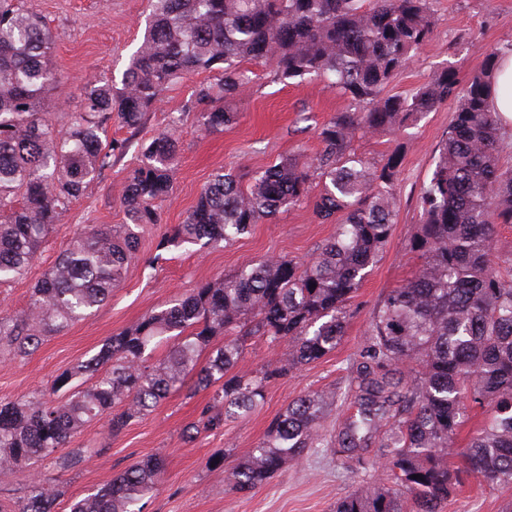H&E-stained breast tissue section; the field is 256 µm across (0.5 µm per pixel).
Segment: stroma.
I'll use <instances>...</instances> for the list:
<instances>
[{"instance_id":"35a3bbf8","label":"stroma","mask_w":512,"mask_h":512,"mask_svg":"<svg viewBox=\"0 0 512 512\" xmlns=\"http://www.w3.org/2000/svg\"><path fill=\"white\" fill-rule=\"evenodd\" d=\"M55 36L52 63L63 84L48 95L45 119L63 128L67 115L81 107L80 87L91 76L119 74L142 42L149 14L148 0H34ZM436 26L432 39L418 50L392 81L389 93L404 94L423 84L438 68L450 67L459 84H466L484 60V52L512 43V0H433ZM253 82L237 102L239 120L221 134L198 130L191 101L207 73L185 76L165 91L143 127L129 134L113 125L115 138L149 141L181 116L177 135L181 152L173 189L160 208V221L143 228L137 255L110 299L85 320L50 336L27 357L0 353V400L50 393L57 375L99 350L114 333L134 325L144 314L181 297L205 281L235 272L243 265L271 257L311 261L335 230V222L320 221L310 205L260 222L232 245L216 249L182 247L155 260L158 241L184 222L202 188L221 170L255 173L295 153L315 156L320 150L317 128L347 102L319 82L284 84L270 64L254 63ZM453 103L429 113L417 126L396 133H368L357 143L368 160L380 162L400 155V206L392 235L379 261L352 301L353 316L340 345L310 364L272 382L264 404L247 417L204 432L191 443L182 430L194 421L206 393L194 397L175 393L153 411L112 435L107 418L74 434L69 445L85 449L81 463L60 471L51 462L35 468L0 470V502L23 497L31 482L47 480L58 496L56 512L109 483L130 465L151 454H162L166 472L156 490L142 502V512H334L337 501L360 491L370 476L380 475L375 463L340 465L331 449H311L274 474L259 490L230 489L226 475L265 437L272 421L289 402L315 394L326 398L344 391L353 364L366 343L367 330L380 300L410 279L419 267L408 242L419 220L417 196L434 168V154L444 138ZM136 164L135 152L116 162L104 177L91 183L73 201L61 224L43 243L27 275L0 287V312L25 308L30 292L55 263L73 234L88 224H121L125 215L120 195ZM442 512H512V486L492 487L468 479L444 504Z\"/></svg>"}]
</instances>
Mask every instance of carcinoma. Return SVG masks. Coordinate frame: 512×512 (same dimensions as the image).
Masks as SVG:
<instances>
[{"label": "carcinoma", "instance_id": "carcinoma-1", "mask_svg": "<svg viewBox=\"0 0 512 512\" xmlns=\"http://www.w3.org/2000/svg\"><path fill=\"white\" fill-rule=\"evenodd\" d=\"M150 4L143 41L121 79L85 81L83 111L59 133L43 119L45 97L61 83L50 27L33 0H0V286L24 276L72 201L128 153L130 139L109 136L112 121L138 131L163 91L191 72H207L210 79L194 91L204 105L195 122L209 134L229 130L238 116L231 103L252 82L246 61L271 62L283 83L324 80L348 104L318 127L314 159L288 156L247 185L233 171L216 173L157 249L222 247L304 203L321 221L336 220V232L308 263L279 257L243 266L145 314L54 379L53 392L63 390L65 398L0 401V470L48 459L69 470L85 449L57 451L92 421L107 417L117 435L173 393L207 391L208 402L183 429L191 443L250 415L269 384L335 350L349 302L391 237L400 204L399 157L370 162L354 148L356 137L414 127L451 100L448 131L417 198L409 251L420 270L380 301L356 376L339 394L355 413L326 442L320 430L327 402L297 398L227 480L251 492L313 448H335L360 462L380 432L386 478L344 496L335 512H442L471 476L511 486L512 252H495V228L512 224V169L500 165L490 98L499 59L512 47L485 51L462 90L444 67L413 92L390 95L387 85L434 33L430 0ZM215 100L226 105H211ZM179 151L173 131L137 145L120 198L126 223L91 225L70 240L26 309L0 315L1 349L28 356L108 300L136 255L139 229L159 222ZM316 181L321 189L313 197ZM217 336L224 345L213 350ZM254 337L289 342L287 360L237 371ZM163 343L166 354L155 362ZM473 408L483 421L452 462L448 449ZM164 472V459L150 455L73 502L70 512H141ZM55 501L54 488L36 480L12 512H54Z\"/></svg>", "mask_w": 512, "mask_h": 512}]
</instances>
